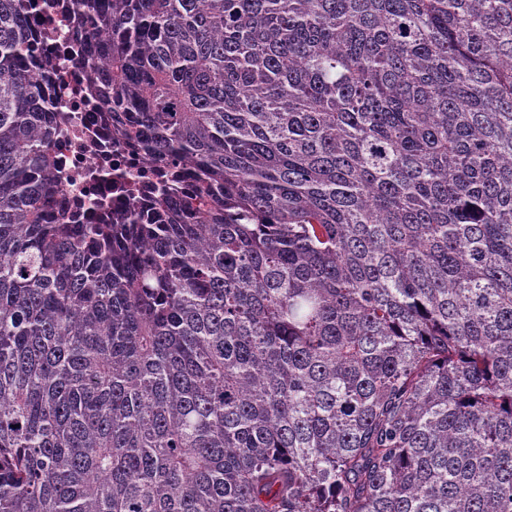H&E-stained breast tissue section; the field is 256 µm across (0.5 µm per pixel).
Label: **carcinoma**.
Wrapping results in <instances>:
<instances>
[{
  "label": "carcinoma",
  "instance_id": "obj_1",
  "mask_svg": "<svg viewBox=\"0 0 512 512\" xmlns=\"http://www.w3.org/2000/svg\"><path fill=\"white\" fill-rule=\"evenodd\" d=\"M73 2L168 185L64 220L0 0V512H512V0Z\"/></svg>",
  "mask_w": 512,
  "mask_h": 512
}]
</instances>
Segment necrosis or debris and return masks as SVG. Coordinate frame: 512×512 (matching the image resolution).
Returning <instances> with one entry per match:
<instances>
[{"label": "necrosis or debris", "mask_w": 512, "mask_h": 512, "mask_svg": "<svg viewBox=\"0 0 512 512\" xmlns=\"http://www.w3.org/2000/svg\"><path fill=\"white\" fill-rule=\"evenodd\" d=\"M72 22L68 0H32V56L49 66L46 85L56 114L59 182L79 202L68 217L97 224L158 183V166L140 147L113 143L101 107L87 98L89 71L71 50Z\"/></svg>", "instance_id": "4bbe7bcc"}]
</instances>
